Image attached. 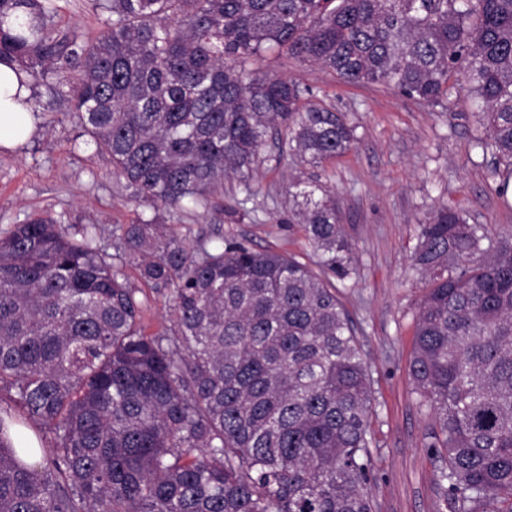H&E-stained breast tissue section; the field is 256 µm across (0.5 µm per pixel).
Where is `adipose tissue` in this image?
I'll return each mask as SVG.
<instances>
[{
    "label": "adipose tissue",
    "instance_id": "1",
    "mask_svg": "<svg viewBox=\"0 0 512 512\" xmlns=\"http://www.w3.org/2000/svg\"><path fill=\"white\" fill-rule=\"evenodd\" d=\"M30 85L20 84L17 73L0 63V146L10 149L23 144L36 132Z\"/></svg>",
    "mask_w": 512,
    "mask_h": 512
}]
</instances>
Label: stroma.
<instances>
[{"instance_id":"stroma-1","label":"stroma","mask_w":512,"mask_h":512,"mask_svg":"<svg viewBox=\"0 0 512 512\" xmlns=\"http://www.w3.org/2000/svg\"><path fill=\"white\" fill-rule=\"evenodd\" d=\"M96 0H56L61 31L96 32L105 15ZM308 85L316 101L346 113L358 141L346 155L318 168L338 199L353 244L356 275L344 304L374 380L379 405L370 493L376 512H438L435 480L445 461L431 449L434 419L416 404L408 374L413 325L422 285L410 268L416 233L438 204L464 209L470 223L512 233V189L499 194L494 158L475 145L473 107L455 97L449 111L403 97L382 84L345 85L316 64L285 58L261 63ZM40 124L18 149H0V229L48 212L79 228L100 227L118 245V229L150 217L129 198L105 155L88 145L67 95L36 82ZM268 140L250 187L224 182L222 214L170 213L166 223L192 235L221 228L257 250L272 249L315 261L299 227L288 224V178L308 175Z\"/></svg>"}]
</instances>
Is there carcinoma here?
<instances>
[{
	"mask_svg": "<svg viewBox=\"0 0 512 512\" xmlns=\"http://www.w3.org/2000/svg\"><path fill=\"white\" fill-rule=\"evenodd\" d=\"M93 38L53 27L55 0H0V62L51 76L153 215L97 228L45 213L0 231V512H374L373 379L333 281L353 278L336 195L288 184L319 270L216 232L192 241L163 213L223 209L268 137L303 166L347 154L346 114L253 64L270 53L348 85L386 84L447 109L464 90L512 182V0H98ZM139 277L170 296L148 336ZM425 283L409 372L434 416L452 512H512V234L442 205L419 225ZM54 444L37 469L20 423Z\"/></svg>",
	"mask_w": 512,
	"mask_h": 512,
	"instance_id": "obj_1",
	"label": "carcinoma"
}]
</instances>
